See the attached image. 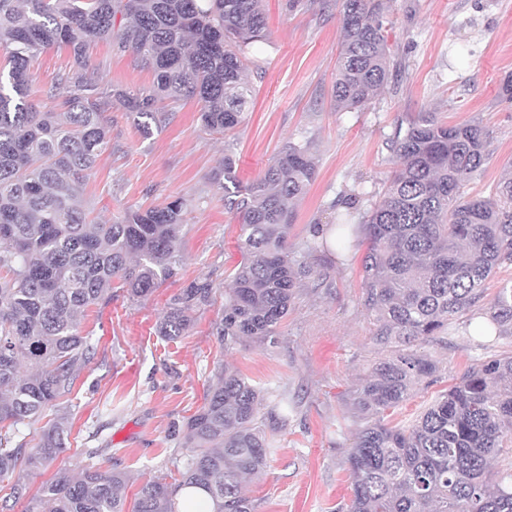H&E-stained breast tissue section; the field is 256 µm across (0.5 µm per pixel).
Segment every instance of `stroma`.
I'll return each instance as SVG.
<instances>
[{
	"instance_id": "stroma-1",
	"label": "stroma",
	"mask_w": 512,
	"mask_h": 512,
	"mask_svg": "<svg viewBox=\"0 0 512 512\" xmlns=\"http://www.w3.org/2000/svg\"><path fill=\"white\" fill-rule=\"evenodd\" d=\"M267 41L252 53L254 100L229 136L200 130V105L173 106L168 120L143 138L125 112L109 114L110 143L87 179L82 199L97 222L121 218L127 208L193 199L185 215L181 259L174 275L144 301L114 289L108 305L81 320L96 348L81 370L68 411L69 448L57 465L81 471L90 463L127 473V494L143 481L169 474L186 454L183 424L204 402L209 385L230 368L260 384L285 389L293 403L287 424L274 434L278 451L244 487L256 512H346L352 497L345 464L353 436L351 390L382 356L359 303L365 247L352 239L339 259L327 226L335 202L350 190L378 194L392 169L388 148L398 122L435 112L457 124L480 119L489 133V158L472 193L487 195L512 161V101L500 88L512 79V0H393L385 36L405 69L381 95L351 111L334 107L331 94L340 16L333 0H265ZM89 71L100 84L131 91L154 80L132 54L99 44ZM314 140L317 173L299 202L286 245L308 256L317 274L300 285L276 343L242 341L224 347L214 327L223 305L195 312L187 336L168 341L156 322L169 298L207 276L227 288L241 261L239 225L224 206L223 186L210 182L225 155L240 184L255 180L288 143ZM477 336L459 330L441 340L417 341L414 352L439 362L436 380L420 382L385 422L406 425L484 354L512 353V336L477 349Z\"/></svg>"
}]
</instances>
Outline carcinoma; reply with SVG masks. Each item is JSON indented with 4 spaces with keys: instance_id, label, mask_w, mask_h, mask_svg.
I'll return each mask as SVG.
<instances>
[{
    "instance_id": "obj_1",
    "label": "carcinoma",
    "mask_w": 512,
    "mask_h": 512,
    "mask_svg": "<svg viewBox=\"0 0 512 512\" xmlns=\"http://www.w3.org/2000/svg\"><path fill=\"white\" fill-rule=\"evenodd\" d=\"M392 0H336L342 41L333 86L337 110L379 96L400 66L384 35ZM264 0H0V481L47 466L67 447L68 415L80 370L95 356L80 318L106 305L112 288L146 299L174 274L183 196L128 209L111 224L89 220L86 180L109 144L107 113H129L148 138L161 127L164 101L195 99L205 132L226 135L252 98L244 73L249 50L267 39ZM100 42L130 52L154 72L148 91L101 87L88 74ZM72 59L57 82L68 87L57 110L29 96L33 61L47 48ZM488 132L473 120L450 125L435 112L398 124L394 169L384 190L358 214L336 213V247L361 233L360 306L374 343L397 352L375 362L352 390V478L347 512H512V354L478 359L408 426L383 423L412 387L438 371L435 360L404 350L457 330L477 307L500 336L512 335V278L485 300L484 284L512 268V172L486 196L469 193L487 159ZM311 141L290 142L262 175L241 187L224 156L214 182L231 183L240 218L242 260L224 289L216 327L224 347L244 338L275 341L299 282L314 273L283 243L294 205L315 177ZM216 288L198 277L173 295L156 324L174 341L193 313L214 305ZM26 371H21V368ZM288 392L261 388L224 370L184 425L187 454L178 476L148 479L127 501L125 472L89 465L58 469L40 489L47 512H179L176 492L195 487L207 512H254L242 479L264 470L269 432L288 421ZM55 409L36 443L20 426Z\"/></svg>"
}]
</instances>
